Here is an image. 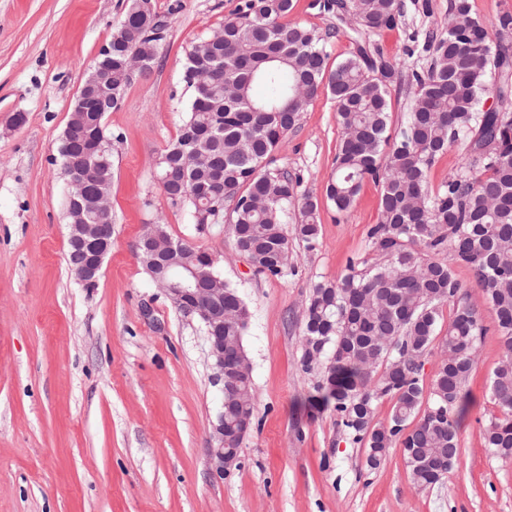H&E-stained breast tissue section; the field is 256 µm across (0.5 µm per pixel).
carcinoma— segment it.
<instances>
[{"mask_svg": "<svg viewBox=\"0 0 512 512\" xmlns=\"http://www.w3.org/2000/svg\"><path fill=\"white\" fill-rule=\"evenodd\" d=\"M294 0H240L224 18L220 39L208 37L186 54L188 111L175 142L160 154L158 171L179 172L167 158L188 132L206 136L196 152L214 159L190 173L171 206H189L197 224H212L229 209L238 251L258 275L281 277L291 268L288 207H298L293 234L314 248L319 205L302 178L271 169L273 153L298 124L314 96L330 92L342 137L328 201L343 214L371 178L381 185L379 221L367 232L375 261L350 260L347 273L312 284L305 301L301 364L308 368L307 337L325 336L317 390L352 441L366 448V465L377 468L390 448H404L408 475L426 488L446 477L457 461L460 421L467 412L464 386L475 369L474 352L484 336L478 311L448 260L469 268L495 316L502 356L491 378L490 401L500 416L482 430L487 447L512 456V51L489 45L485 22L469 0H450L448 29L426 32L421 51L426 69L404 72L380 50L360 45L328 66L318 32L283 19ZM324 9L349 14L368 32L395 26L399 0H326ZM164 31L167 21L148 4H131L112 32V108L142 73L133 61L153 64L162 38H145L149 22ZM412 95L408 121L386 135L389 88ZM495 104L487 107L488 97ZM465 143L463 166L436 191L428 173L452 145ZM62 167L90 165V176L112 179V168L81 157L61 137ZM221 183L224 199L211 202L196 184ZM178 259L194 268L217 263L188 242ZM452 306L447 335L439 337L441 308ZM224 342L244 341L250 312L224 284ZM438 348L441 359L430 383L422 370ZM393 401L390 418L373 423L377 403ZM417 421L414 427L409 423Z\"/></svg>", "mask_w": 512, "mask_h": 512, "instance_id": "1", "label": "carcinoma"}]
</instances>
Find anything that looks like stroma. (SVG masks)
Masks as SVG:
<instances>
[{
	"mask_svg": "<svg viewBox=\"0 0 512 512\" xmlns=\"http://www.w3.org/2000/svg\"><path fill=\"white\" fill-rule=\"evenodd\" d=\"M314 2L294 0L289 19L327 35L338 62L355 44L332 34L336 18ZM401 2L396 26L365 41L407 70L426 63L407 55L411 36L442 30L449 0H430L426 13ZM237 3L154 0L168 30L153 71L104 116L112 248L89 287L68 265L67 186L55 158L74 99L129 0H0V512H512V457L482 437L498 413L488 396L501 344L468 268L453 270L486 335L465 386L459 462L440 483L413 485L398 446L367 469L364 446L333 407L313 403L320 373L300 363L305 299L349 260L372 259L367 231L380 197L368 179L345 215L324 200L341 136L326 92L273 155L274 167L300 174L320 199L315 247L289 240L293 272L254 275L227 221L201 227L169 205L155 159L187 112L186 53ZM19 112L25 123L11 127ZM157 222L212 253L250 310L254 425L238 467L222 478L206 452L222 395L203 328L171 305L134 253Z\"/></svg>",
	"mask_w": 512,
	"mask_h": 512,
	"instance_id": "35a3bbf8",
	"label": "stroma"
}]
</instances>
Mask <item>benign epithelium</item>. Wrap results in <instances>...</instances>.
I'll use <instances>...</instances> for the list:
<instances>
[{
    "label": "benign epithelium",
    "instance_id": "obj_1",
    "mask_svg": "<svg viewBox=\"0 0 512 512\" xmlns=\"http://www.w3.org/2000/svg\"><path fill=\"white\" fill-rule=\"evenodd\" d=\"M76 112L112 111V100L97 99L85 90L76 96ZM68 187L79 189V195L67 196L68 207L75 213L70 225L68 263L79 279L96 283L103 261L112 246L111 189H104L87 179L83 170L74 168L66 179ZM135 255L142 262L160 267L163 275L156 283L172 304L184 315L197 317L203 324L209 356L213 361L214 381L221 393L232 395L238 391V376L251 373L250 362L239 348L224 345V289L212 287L216 277L210 271L190 270L187 275L172 271L170 256L178 251L172 242L157 232H145L134 246ZM232 438L224 436V411H219L212 425V439L208 455L215 475L224 477L237 466L236 449L224 447Z\"/></svg>",
    "mask_w": 512,
    "mask_h": 512
}]
</instances>
